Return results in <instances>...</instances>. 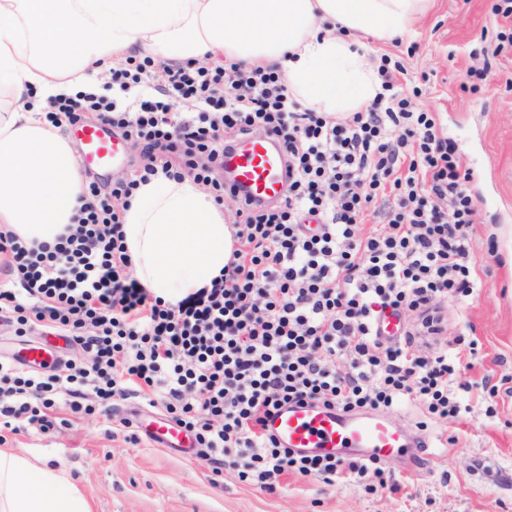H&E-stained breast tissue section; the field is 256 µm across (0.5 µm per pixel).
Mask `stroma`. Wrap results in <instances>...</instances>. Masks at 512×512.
Instances as JSON below:
<instances>
[{"label":"stroma","mask_w":512,"mask_h":512,"mask_svg":"<svg viewBox=\"0 0 512 512\" xmlns=\"http://www.w3.org/2000/svg\"><path fill=\"white\" fill-rule=\"evenodd\" d=\"M510 25L492 0H434L409 36L367 42L371 64L390 55L419 82L415 104L439 113L476 204L474 292L448 304V334L462 339L448 349L464 385L460 413L429 423L418 404L394 409L424 446L384 461L387 489L291 474L270 491L230 467L214 475L204 459L123 427L148 407L133 395L78 418L60 407L53 427L25 426L7 434L6 447L64 469L91 512H512V48L495 40ZM474 66L487 69L476 93L463 87Z\"/></svg>","instance_id":"stroma-1"}]
</instances>
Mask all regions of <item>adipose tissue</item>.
<instances>
[{
	"label": "adipose tissue",
	"mask_w": 512,
	"mask_h": 512,
	"mask_svg": "<svg viewBox=\"0 0 512 512\" xmlns=\"http://www.w3.org/2000/svg\"><path fill=\"white\" fill-rule=\"evenodd\" d=\"M433 0H0V227L50 242L83 184L45 119L49 99L97 84L126 56L281 66L307 108L361 112L381 82L361 42L408 32ZM122 230L135 274L174 303L221 276L235 248L223 208L192 177L140 186ZM0 512H90L63 469L0 449Z\"/></svg>",
	"instance_id": "adipose-tissue-1"
}]
</instances>
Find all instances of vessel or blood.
<instances>
[{
  "label": "vessel or blood",
  "mask_w": 512,
  "mask_h": 512,
  "mask_svg": "<svg viewBox=\"0 0 512 512\" xmlns=\"http://www.w3.org/2000/svg\"><path fill=\"white\" fill-rule=\"evenodd\" d=\"M79 147L77 162L85 169L105 173L122 160L124 144L103 123L84 121L72 129ZM224 187L256 202H277L286 194V161L268 137L245 136L224 153ZM18 361L51 367L60 358L54 344L29 342L15 353ZM139 431L164 448L192 451L193 438L174 422L158 415L138 422ZM264 431L285 448L298 453L339 458H390L410 445V436L388 415L359 410L343 412L317 403H291L264 420Z\"/></svg>",
  "instance_id": "b4317fda"
}]
</instances>
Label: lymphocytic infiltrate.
<instances>
[{
  "label": "lymphocytic infiltrate",
  "instance_id": "1",
  "mask_svg": "<svg viewBox=\"0 0 512 512\" xmlns=\"http://www.w3.org/2000/svg\"><path fill=\"white\" fill-rule=\"evenodd\" d=\"M405 72L382 57V94L342 121L300 110L278 68L236 62L131 58L102 91L55 99L53 126L95 118L144 143L149 162L106 190L87 175L77 223L54 243L0 232L25 287L0 289V317L15 335L44 326L86 354L59 373L0 360V428L51 427L62 395L88 414L136 394L195 435L214 473L229 461L240 481L269 490L290 473L386 487L378 461L292 455L262 421L300 399L347 411L415 401L434 420L458 412L443 307L473 291L476 208L455 144L437 113L416 110ZM134 89L143 98H130ZM179 99L194 112L178 115ZM256 129L287 157V196L237 201L223 275L177 304L154 298L128 275L121 225L135 191L160 173L188 174L224 203V148ZM370 214L383 221L366 232ZM387 310L414 312L421 344L379 339Z\"/></svg>",
  "mask_w": 512,
  "mask_h": 512
}]
</instances>
